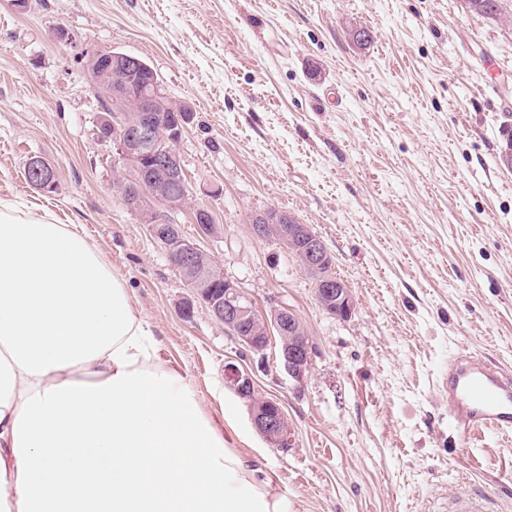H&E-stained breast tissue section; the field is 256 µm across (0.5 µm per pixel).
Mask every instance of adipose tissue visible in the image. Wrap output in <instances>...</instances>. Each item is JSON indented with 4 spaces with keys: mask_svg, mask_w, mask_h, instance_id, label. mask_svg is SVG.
I'll return each mask as SVG.
<instances>
[{
    "mask_svg": "<svg viewBox=\"0 0 512 512\" xmlns=\"http://www.w3.org/2000/svg\"><path fill=\"white\" fill-rule=\"evenodd\" d=\"M0 512H300L74 224L0 204Z\"/></svg>",
    "mask_w": 512,
    "mask_h": 512,
    "instance_id": "ef3b65f1",
    "label": "adipose tissue"
}]
</instances>
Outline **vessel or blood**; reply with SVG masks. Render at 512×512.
Instances as JSON below:
<instances>
[{
  "label": "vessel or blood",
  "instance_id": "b4317fda",
  "mask_svg": "<svg viewBox=\"0 0 512 512\" xmlns=\"http://www.w3.org/2000/svg\"><path fill=\"white\" fill-rule=\"evenodd\" d=\"M448 426L460 447L478 435L512 433V374L482 358L461 355L448 364L443 385Z\"/></svg>",
  "mask_w": 512,
  "mask_h": 512
}]
</instances>
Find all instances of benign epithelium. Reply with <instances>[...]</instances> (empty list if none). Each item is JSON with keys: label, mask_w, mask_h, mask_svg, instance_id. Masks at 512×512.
<instances>
[{"label": "benign epithelium", "mask_w": 512, "mask_h": 512, "mask_svg": "<svg viewBox=\"0 0 512 512\" xmlns=\"http://www.w3.org/2000/svg\"><path fill=\"white\" fill-rule=\"evenodd\" d=\"M100 62L97 79L112 89V98L124 100L129 96L131 83L142 72L152 74L147 97L139 120L134 124L104 115L99 125L105 128L102 141L112 143L118 159L131 174L121 173L136 183L129 193L122 196L124 206L140 220L155 230L160 224L169 225L163 239L166 251L181 260L180 270L186 282L200 278L218 281L222 293L210 295L203 301L212 316L224 323L234 336L255 355H263L271 332L280 339L279 365L289 377L301 383L309 373L315 346L304 323L286 306L270 309L266 313L255 310L253 302L238 282L224 274L216 262L201 263L204 252L185 239L172 214L182 211L190 201L169 202L165 207L148 206L145 196L163 198V189L170 179H180L184 173L177 144L184 126L189 122L190 109L185 103L167 99L154 70L141 58L124 52L112 51L97 56ZM183 112L176 123L165 125L159 112ZM29 168L39 187L47 192L56 184L52 166L34 158ZM252 234L258 239L274 240L292 253L298 264L314 279L317 301L328 312L340 310L350 316L356 300L348 284L323 273L329 252L324 242L309 225L290 213L265 211L251 216ZM224 382L249 405L251 420L264 440L273 447H282L288 441V420L280 405L256 392L251 372L231 361L224 364Z\"/></svg>", "instance_id": "7a95c632"}]
</instances>
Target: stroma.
Instances as JSON below:
<instances>
[{"instance_id": "1", "label": "stroma", "mask_w": 512, "mask_h": 512, "mask_svg": "<svg viewBox=\"0 0 512 512\" xmlns=\"http://www.w3.org/2000/svg\"><path fill=\"white\" fill-rule=\"evenodd\" d=\"M369 31L357 44L351 31ZM120 50L145 59L192 119L177 146L189 195L220 228L197 232L258 311L282 305L317 353L303 383L249 353L192 294L114 187L111 144L85 60ZM512 0L489 18L459 0H0V202L78 224L205 410L230 416L240 453L301 512H450L463 492L512 512V437L458 447L440 382L476 354L512 371ZM40 157L58 188L28 186ZM296 215L324 241L356 298L327 314L312 278L252 214ZM254 367L279 402L288 445H268L224 363Z\"/></svg>"}]
</instances>
